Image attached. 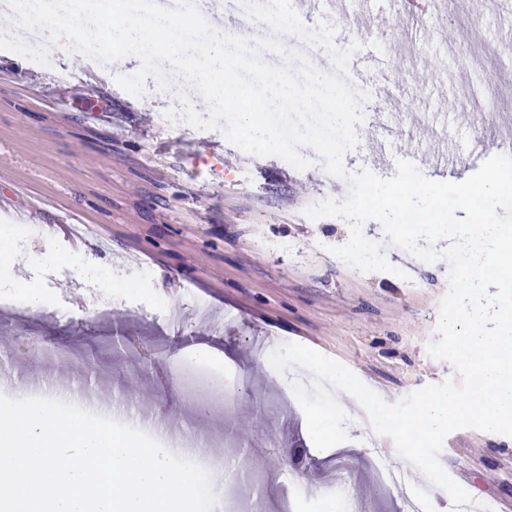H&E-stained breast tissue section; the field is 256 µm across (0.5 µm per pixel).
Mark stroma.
Here are the masks:
<instances>
[{"label": "stroma", "instance_id": "35a3bbf8", "mask_svg": "<svg viewBox=\"0 0 512 512\" xmlns=\"http://www.w3.org/2000/svg\"><path fill=\"white\" fill-rule=\"evenodd\" d=\"M466 0H451L456 37L465 50L444 56L448 33L435 24V43L422 48L415 35L424 21L381 12H358V42L383 41L392 67L407 85V110L393 134V150L408 139L436 143L445 131L449 151L464 154L473 131L488 137L492 153L512 152V66L497 80L508 117L485 121L461 110L455 120L425 113L420 99L453 101L462 73H483L488 63L473 47L504 41L495 9L469 18ZM78 73L60 80L16 54L0 52V192L13 189L0 228L21 220L26 235L4 242L17 262L0 273V292L41 288L47 303L31 309L25 299L0 308V342L11 346L15 382L54 383L90 373L93 390L113 400H134L145 420L189 422L214 436L221 455H237L258 478L247 485H215L214 512H275L270 489L293 495L296 512H340L328 489L346 480L353 512H399L421 479L383 493L367 469L374 454L406 468L390 438L368 439L366 417L345 392L336 398L350 417L345 445L355 469L341 478L312 443L290 381L311 384L296 368H272L274 346L298 343L340 362L385 401L455 378L453 366L432 358L439 304L448 290L446 262H422L385 244L388 262L404 277L362 273L331 254L349 238L347 223L327 216L310 220L305 209L325 198L343 200L347 183L321 165L299 171L276 156H254L229 144L221 130L165 128L178 99L161 91L134 97L115 75L139 61L114 62L111 72L64 55ZM359 144L344 166L388 178L393 161H378L371 142L383 113L364 101ZM69 252L42 260L53 238ZM204 303L208 320L190 316L170 327L174 303ZM212 386L211 406L198 414L182 388L189 354L200 344ZM446 473L490 512H512V437L474 429L449 434L439 454Z\"/></svg>", "mask_w": 512, "mask_h": 512}]
</instances>
